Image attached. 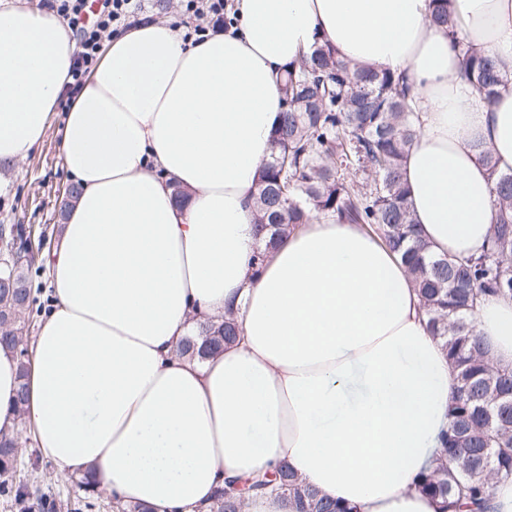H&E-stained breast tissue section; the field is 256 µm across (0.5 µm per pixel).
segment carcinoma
<instances>
[{
  "mask_svg": "<svg viewBox=\"0 0 512 512\" xmlns=\"http://www.w3.org/2000/svg\"><path fill=\"white\" fill-rule=\"evenodd\" d=\"M448 27L462 46L459 75L472 84L481 103L492 106L499 87L512 83L496 60L458 40L457 22L448 3L432 17ZM286 108L272 139V153L260 177L258 224L268 234L254 255L288 228L307 224L312 213L341 223L359 224L382 234L419 289L433 335L445 341L448 359L458 371L446 433L448 460L422 479L427 494L443 500L445 512H491L489 489L512 479V369L493 365L477 338L472 312L484 296L512 298V173L498 170L491 152L479 148L494 196L495 220L486 249L458 260L433 252L412 219L402 178L407 148L419 121L403 74L376 72L340 58L325 45L285 71ZM44 264L32 262L15 276L13 289L0 286V343L18 354L20 377L27 373L26 333L37 298L29 274ZM237 335L236 325L201 327L202 343L187 338L181 352L204 357ZM18 436H0V496L27 501L10 476L16 468ZM242 495L260 497L277 491L293 512H346L336 500L301 482L288 467L246 481ZM240 497L220 490L211 512H239Z\"/></svg>",
  "mask_w": 512,
  "mask_h": 512,
  "instance_id": "obj_1",
  "label": "carcinoma"
}]
</instances>
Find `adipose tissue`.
I'll return each mask as SVG.
<instances>
[{
    "label": "adipose tissue",
    "instance_id": "ef3b65f1",
    "mask_svg": "<svg viewBox=\"0 0 512 512\" xmlns=\"http://www.w3.org/2000/svg\"><path fill=\"white\" fill-rule=\"evenodd\" d=\"M463 42L512 73V0H448ZM237 29L185 41L136 20L102 48L60 129L79 195L48 264L53 310L26 379L0 346V431L19 384L40 454L92 475L114 507L201 512L228 477L288 464L354 512H441L419 479L443 456L456 373L398 256L314 218L253 256L258 176L283 110L279 76L314 45L406 73L418 132L404 163L434 252L479 256L494 220L476 144L512 171V86L485 107L459 76L434 0H235ZM63 20L0 0V162L41 141L71 77ZM188 197L177 202L174 187ZM239 334L198 360L200 324ZM476 333L512 368V299Z\"/></svg>",
    "mask_w": 512,
    "mask_h": 512
}]
</instances>
